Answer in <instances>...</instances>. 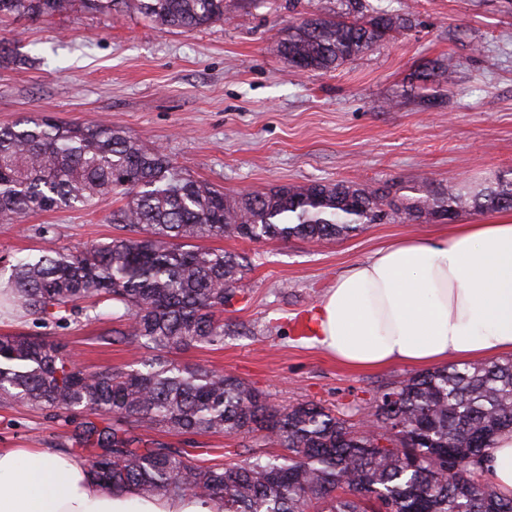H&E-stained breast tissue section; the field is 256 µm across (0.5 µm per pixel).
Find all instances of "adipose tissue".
<instances>
[{"instance_id":"ef3b65f1","label":"adipose tissue","mask_w":512,"mask_h":512,"mask_svg":"<svg viewBox=\"0 0 512 512\" xmlns=\"http://www.w3.org/2000/svg\"><path fill=\"white\" fill-rule=\"evenodd\" d=\"M314 319V342L355 369L512 353V211L377 250L337 276ZM0 512L212 510L189 498L103 490L68 453L0 448Z\"/></svg>"}]
</instances>
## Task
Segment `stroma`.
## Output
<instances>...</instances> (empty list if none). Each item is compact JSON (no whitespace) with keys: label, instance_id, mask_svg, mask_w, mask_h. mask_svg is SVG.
I'll return each instance as SVG.
<instances>
[{"label":"stroma","instance_id":"obj_1","mask_svg":"<svg viewBox=\"0 0 512 512\" xmlns=\"http://www.w3.org/2000/svg\"><path fill=\"white\" fill-rule=\"evenodd\" d=\"M391 10L408 4L410 27L336 71L298 72L269 45L291 21L343 11L342 0H224V19L201 31H157L136 12L113 17L74 11L0 28L15 53L35 65L0 61V125L28 113L60 121L106 120L162 149L192 176L231 194L312 182H388L406 189H455L512 173V0H368ZM454 57L461 66L440 105L408 96L414 73ZM112 200L0 223V263L25 255L50 231L68 251L110 241ZM444 237L443 222L369 224L345 239L251 244L212 238L206 245L247 253L242 291L224 309L220 347L191 349L178 361L231 372L275 403H320L354 425L369 419L380 393L413 369L356 370L336 361L301 327L336 276L408 235ZM113 322L45 323L1 319V333L66 344L88 368L136 359L108 343ZM82 416L0 407V448L64 450L87 458ZM141 436L196 464L243 462L273 452L261 435Z\"/></svg>","mask_w":512,"mask_h":512}]
</instances>
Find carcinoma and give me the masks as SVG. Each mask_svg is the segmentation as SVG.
<instances>
[{
	"label": "carcinoma",
	"instance_id": "1",
	"mask_svg": "<svg viewBox=\"0 0 512 512\" xmlns=\"http://www.w3.org/2000/svg\"><path fill=\"white\" fill-rule=\"evenodd\" d=\"M347 12L298 18L271 51L295 70L328 72L407 28V15L345 0ZM87 4L131 5L159 30H197L224 19V0H0V22L41 21ZM452 57L422 70V89L452 83ZM121 205L110 222L128 236L75 251L44 247L0 267V302L62 323L115 317L106 336L143 351L125 367L83 369L58 343L0 335V405L79 413L91 445L88 471L107 491L218 502L222 512H512L488 480L495 436L512 430V358L416 372L385 389L367 429L315 403L282 406L230 372L172 355L224 344V306L248 270L244 253L200 245L328 241L364 224L451 221L459 213L512 210V178L436 188L410 202L389 186L338 181L230 195L164 151L110 123L26 115L0 126V223L29 213ZM237 436L255 430L283 453L201 467L179 450L142 444L137 431Z\"/></svg>",
	"mask_w": 512,
	"mask_h": 512
}]
</instances>
